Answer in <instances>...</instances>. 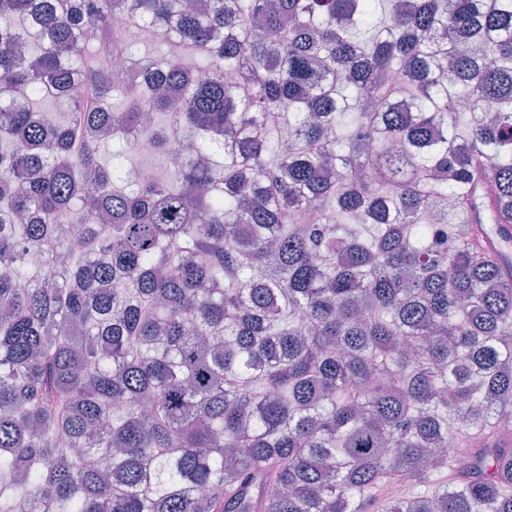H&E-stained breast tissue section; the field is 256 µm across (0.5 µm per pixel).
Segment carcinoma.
<instances>
[{
  "instance_id": "obj_1",
  "label": "carcinoma",
  "mask_w": 512,
  "mask_h": 512,
  "mask_svg": "<svg viewBox=\"0 0 512 512\" xmlns=\"http://www.w3.org/2000/svg\"><path fill=\"white\" fill-rule=\"evenodd\" d=\"M201 2L0 0V512H512V0ZM423 488L408 483L387 484L373 491L367 498L369 512H384L390 501L416 496Z\"/></svg>"
}]
</instances>
